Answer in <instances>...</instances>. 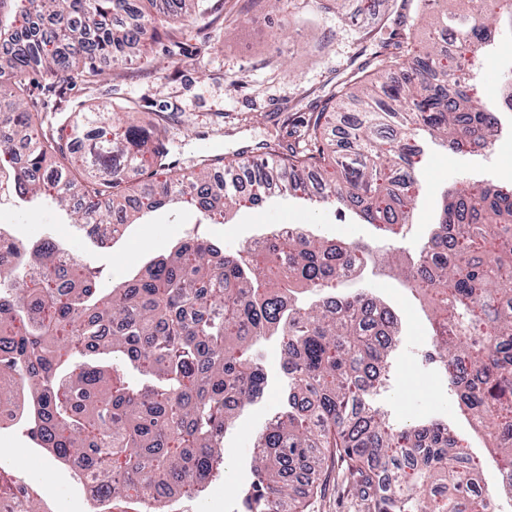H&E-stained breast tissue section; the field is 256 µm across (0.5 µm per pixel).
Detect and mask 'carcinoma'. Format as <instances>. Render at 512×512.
<instances>
[{
  "label": "carcinoma",
  "instance_id": "carcinoma-1",
  "mask_svg": "<svg viewBox=\"0 0 512 512\" xmlns=\"http://www.w3.org/2000/svg\"><path fill=\"white\" fill-rule=\"evenodd\" d=\"M0 0V183L17 197L48 196L89 238L100 225L134 224L169 204L208 221L229 220L243 199L241 166L192 180L161 164L153 125L82 113L68 137L24 107L34 76L100 74L159 42L165 26L205 22L208 0ZM512 36V0L434 16L428 46L382 45L386 64L354 77L311 113L288 153L253 166L254 204L267 185L294 176V194L354 211L386 237L413 223L417 154L395 133L427 134L458 152L492 145L499 111L512 112V72L492 109L471 84L448 77L452 53L485 50L486 35ZM354 112L339 149L321 148L335 111ZM155 166L156 186L119 202L130 174ZM377 257L370 244L325 235L246 242L234 251L189 235L130 279L102 284L86 265L59 256L49 239L0 236V404L17 407L35 444L92 477L112 471L106 500L160 503L173 485L197 497L224 466L222 439L237 413L264 394L255 346L278 337L288 394L257 439L254 478L238 512H305L295 486L311 458H336L374 512H485L474 485L481 460L458 452L448 424L395 427L372 404L377 370L401 335L383 301L337 292L344 270ZM405 285L436 323L434 351L460 410L478 423L512 491V188L459 180ZM438 497L419 492L436 482Z\"/></svg>",
  "mask_w": 512,
  "mask_h": 512
}]
</instances>
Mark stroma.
<instances>
[{
    "instance_id": "stroma-1",
    "label": "stroma",
    "mask_w": 512,
    "mask_h": 512,
    "mask_svg": "<svg viewBox=\"0 0 512 512\" xmlns=\"http://www.w3.org/2000/svg\"><path fill=\"white\" fill-rule=\"evenodd\" d=\"M463 5V0H436L429 12L417 7L416 0H348L341 10L333 0H290L278 8L270 0H211L210 27L201 31L191 24L178 26L170 38L155 44L149 65L106 63L100 76L86 80L41 78L32 89V101L36 109L53 105L66 114V121L55 124L65 136L80 109L133 107L139 121L164 131L168 160L179 168L199 161L208 142H222L225 157L236 158L277 144L283 124L307 121L313 108L341 91L352 73L378 68L384 41L402 35L412 42L425 39L434 10ZM421 158L422 190L414 223L398 243L409 256L418 252L434 224L447 184L461 178L512 184V138L471 153L426 148ZM0 224L22 237H51L63 227L64 217L51 203L27 207L5 195L0 197ZM275 224H305L314 233L344 242L376 240L372 227L353 216L275 196L240 207L224 224L202 223L191 207L165 206L145 223L129 225L116 243L102 247L78 232L66 247L76 260L117 284L187 235L207 236L232 251ZM360 285L401 319V341L389 356L390 377L376 405L397 426L424 419L448 421L476 455H486L482 441L460 418L441 374L425 357L431 328L419 302L394 278L370 274ZM262 364L268 377L265 395L246 407L226 434L224 470L195 500L194 512H236L237 496L251 481L256 437L278 410L285 385L276 340L264 343ZM0 472L46 485L54 512H90L82 482L35 447L24 425L0 429ZM342 472L340 464H331L324 467L319 488L301 484L308 512H367V502L346 488Z\"/></svg>"
}]
</instances>
